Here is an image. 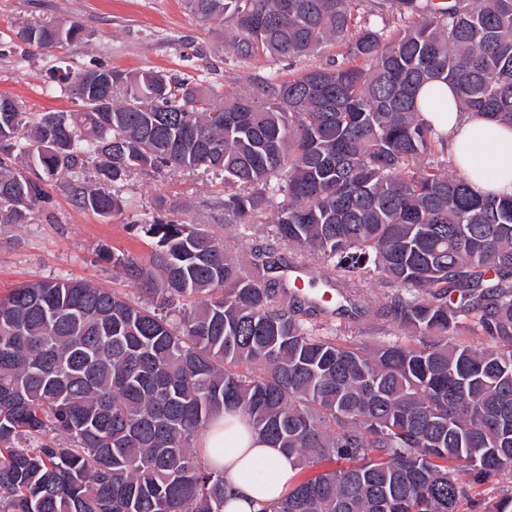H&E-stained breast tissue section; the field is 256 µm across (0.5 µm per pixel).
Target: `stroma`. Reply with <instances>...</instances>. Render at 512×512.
Masks as SVG:
<instances>
[{
  "instance_id": "35a3bbf8",
  "label": "stroma",
  "mask_w": 512,
  "mask_h": 512,
  "mask_svg": "<svg viewBox=\"0 0 512 512\" xmlns=\"http://www.w3.org/2000/svg\"><path fill=\"white\" fill-rule=\"evenodd\" d=\"M39 20L78 22L85 37L53 51L0 46V94L18 99L30 112L74 109L68 95L45 92L63 61L75 72L95 62L127 71H178L204 77L235 94L255 90L264 77L286 79L329 65L339 52L327 45L309 57L238 58L231 49L236 36L232 24L201 21L184 0H0V34ZM49 192L51 211L37 207L29 223L0 224V295L26 281L62 277L86 280L138 300L136 285L116 274L111 263L98 261L96 253L106 248L147 257L149 239L130 226L151 222L153 202L160 195L180 203L182 220L203 225L237 255L247 254L254 245L275 242L274 211H267L266 229L259 234L226 223L221 205L224 180L212 174L172 170L132 175L118 190L128 206L110 219L76 208L62 184H52ZM326 324L332 335L372 344L392 341L398 332L392 322L363 312L337 314Z\"/></svg>"
}]
</instances>
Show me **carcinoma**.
<instances>
[{
    "instance_id": "1",
    "label": "carcinoma",
    "mask_w": 512,
    "mask_h": 512,
    "mask_svg": "<svg viewBox=\"0 0 512 512\" xmlns=\"http://www.w3.org/2000/svg\"><path fill=\"white\" fill-rule=\"evenodd\" d=\"M377 26L356 0H187L230 21L232 50L300 58L325 44L342 61L259 94L194 77L102 63L53 75L74 111L0 112V223L46 209L50 181L109 218L112 188L148 169L224 177V219L260 226L291 250L246 257L178 218L132 229L144 261L107 259L143 299L47 278L0 297V512H224V472L195 446L224 409L294 457L293 484L258 512H512V198L476 190L437 160L442 139L417 92L451 83L459 106L512 125V0H428ZM9 40L39 50L80 24L27 22ZM307 276L352 309L389 318L379 345L320 332L330 306L288 289ZM398 287L373 297L371 279ZM496 348L453 341L458 329ZM63 436L70 445L56 442Z\"/></svg>"
}]
</instances>
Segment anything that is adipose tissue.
Listing matches in <instances>:
<instances>
[{"label":"adipose tissue","instance_id":"obj_1","mask_svg":"<svg viewBox=\"0 0 512 512\" xmlns=\"http://www.w3.org/2000/svg\"><path fill=\"white\" fill-rule=\"evenodd\" d=\"M417 106L471 185L486 194L512 197V126L462 110L458 91L449 83L425 84ZM202 446L209 464L224 472V512H258L260 505L281 497L297 473L293 458L253 432L238 410L225 411Z\"/></svg>","mask_w":512,"mask_h":512}]
</instances>
